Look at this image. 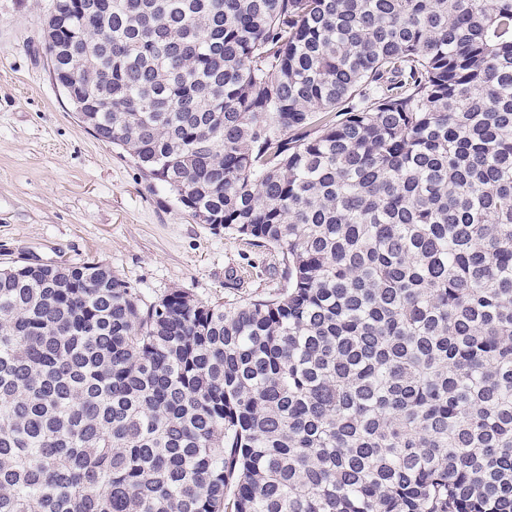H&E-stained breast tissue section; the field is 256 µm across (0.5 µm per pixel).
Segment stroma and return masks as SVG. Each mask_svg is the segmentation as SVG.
<instances>
[{
    "label": "stroma",
    "mask_w": 512,
    "mask_h": 512,
    "mask_svg": "<svg viewBox=\"0 0 512 512\" xmlns=\"http://www.w3.org/2000/svg\"><path fill=\"white\" fill-rule=\"evenodd\" d=\"M53 0H0V265L95 258L151 303L239 302L284 284L276 255L196 223L79 121L45 52Z\"/></svg>",
    "instance_id": "35a3bbf8"
}]
</instances>
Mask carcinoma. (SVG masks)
<instances>
[{
  "instance_id": "cac0c4a2",
  "label": "carcinoma",
  "mask_w": 512,
  "mask_h": 512,
  "mask_svg": "<svg viewBox=\"0 0 512 512\" xmlns=\"http://www.w3.org/2000/svg\"><path fill=\"white\" fill-rule=\"evenodd\" d=\"M52 10L86 127L286 285L0 268V512H512V0Z\"/></svg>"
}]
</instances>
